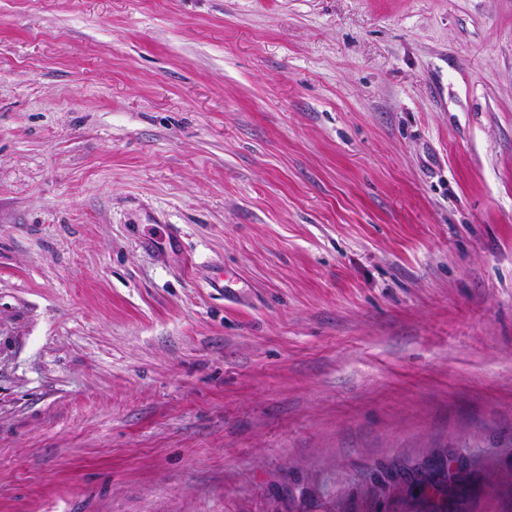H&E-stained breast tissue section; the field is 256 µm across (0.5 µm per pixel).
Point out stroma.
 Returning <instances> with one entry per match:
<instances>
[{
  "label": "stroma",
  "instance_id": "obj_1",
  "mask_svg": "<svg viewBox=\"0 0 512 512\" xmlns=\"http://www.w3.org/2000/svg\"><path fill=\"white\" fill-rule=\"evenodd\" d=\"M450 458L512 512V0H0V512Z\"/></svg>",
  "mask_w": 512,
  "mask_h": 512
}]
</instances>
